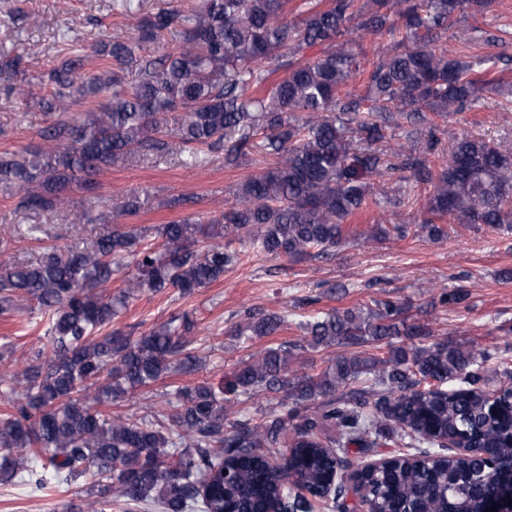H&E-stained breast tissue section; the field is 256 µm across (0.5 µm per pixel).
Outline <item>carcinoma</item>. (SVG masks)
I'll use <instances>...</instances> for the list:
<instances>
[{
    "mask_svg": "<svg viewBox=\"0 0 512 512\" xmlns=\"http://www.w3.org/2000/svg\"><path fill=\"white\" fill-rule=\"evenodd\" d=\"M489 0H328L305 11L291 0H200L188 10L157 8L135 37H111L91 52L53 68L54 115L41 137L54 149L0 153V193L18 207L62 213L74 223L70 192H93L105 168L136 154L162 152L174 125L191 159L224 151L233 164L249 140L263 135L275 166L247 178L236 200L206 222L173 221L148 229L103 224L75 251H53L34 263L0 264V315L34 300L49 313L52 345L0 374V483L34 490L89 475L85 512H263L284 492L267 472L268 456L289 451L293 477L306 495L291 512H349L342 493L323 498L332 461L348 462L381 440L404 451L393 464L366 473L372 512H482L494 483L512 480V363L505 354L468 343H424L428 325L409 321L406 307L385 300L367 313H326L305 326V343L284 342L251 357L226 381L180 388L150 420L112 414V405L170 372L201 362L190 348L189 314L133 338L110 330L112 319L143 293L175 288L189 295L224 278L236 262L229 247L250 241L272 256L299 261L327 255L342 241L343 223L360 210L377 174L430 186L434 224L484 225L512 234V149L464 134L435 170L437 132L448 117L471 109L488 82L480 62L439 45L448 21ZM297 13L288 19V12ZM404 30L398 47L373 64L366 90L344 101L341 90L360 71L345 36ZM155 45L161 53H141ZM325 46L311 61L304 49ZM99 71L84 73L89 57ZM138 66L137 79L125 72ZM284 76L268 83L271 71ZM258 90L251 96L250 89ZM86 104L84 113L72 107ZM406 122L424 134L427 152L404 145L379 148L388 130ZM134 273L112 293L125 259ZM236 336H274L287 329L278 313L244 311ZM419 339L405 346L395 340ZM386 342L383 356L349 347ZM340 352L316 374L292 363L305 347ZM448 386L452 393L434 391ZM281 395L265 420L228 421L237 393ZM332 432L327 441L320 434ZM454 439L489 449L470 462L454 452H430Z\"/></svg>",
    "mask_w": 512,
    "mask_h": 512,
    "instance_id": "obj_1",
    "label": "carcinoma"
}]
</instances>
